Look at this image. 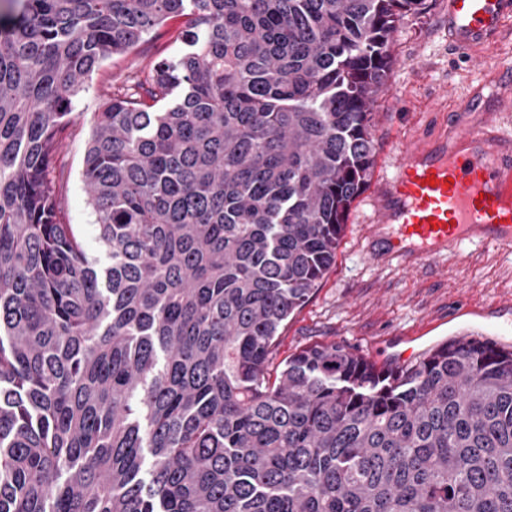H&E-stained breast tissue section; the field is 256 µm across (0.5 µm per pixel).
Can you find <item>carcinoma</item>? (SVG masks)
I'll return each mask as SVG.
<instances>
[{"label": "carcinoma", "instance_id": "1", "mask_svg": "<svg viewBox=\"0 0 512 512\" xmlns=\"http://www.w3.org/2000/svg\"><path fill=\"white\" fill-rule=\"evenodd\" d=\"M0 16V512H512V351L458 339L376 370L283 323L374 163L389 38L425 0H6ZM112 90L60 210L86 79ZM185 22L186 18L174 20L161 30H166L163 37L148 36L128 54L114 56L105 61L85 83L84 90L74 102L69 123L61 134L56 154V174L62 185L61 207L65 221L73 224L91 256H99L100 253L91 225L94 223V216L82 181V169L94 112H98L112 88L123 83L128 75L133 72H150L160 56L161 47L167 46L169 55L179 52L183 44L176 37L179 30L184 28Z\"/></svg>", "mask_w": 512, "mask_h": 512}]
</instances>
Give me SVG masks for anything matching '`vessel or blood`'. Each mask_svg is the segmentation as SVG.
<instances>
[{"instance_id":"b4317fda","label":"vessel or blood","mask_w":512,"mask_h":512,"mask_svg":"<svg viewBox=\"0 0 512 512\" xmlns=\"http://www.w3.org/2000/svg\"><path fill=\"white\" fill-rule=\"evenodd\" d=\"M512 0H448V39L459 51L496 39ZM374 205L383 253L405 264L474 244L512 250V136L459 123L433 144L403 143Z\"/></svg>"}]
</instances>
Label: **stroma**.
Instances as JSON below:
<instances>
[{
  "mask_svg": "<svg viewBox=\"0 0 512 512\" xmlns=\"http://www.w3.org/2000/svg\"><path fill=\"white\" fill-rule=\"evenodd\" d=\"M446 14V0H426L425 10L405 17L391 37L392 63L372 119L371 177L346 216L335 262L283 328L273 366L315 343L345 345L383 369L392 366L390 353L402 334L413 337L421 353L463 334L512 341V252L480 244L412 267L371 254L375 192L392 173L403 141L436 142L463 112L472 122L487 119L512 131V112L472 113L467 106L472 85L483 84L484 95H493L484 79L503 58H512V29L461 57L448 44ZM184 26V19L174 20L163 37H146L129 53L105 61L74 102L58 144L56 174L65 220L90 255L99 249L82 169L94 114L128 75L150 72L161 47L179 52L177 35Z\"/></svg>",
  "mask_w": 512,
  "mask_h": 512,
  "instance_id": "1",
  "label": "stroma"
}]
</instances>
